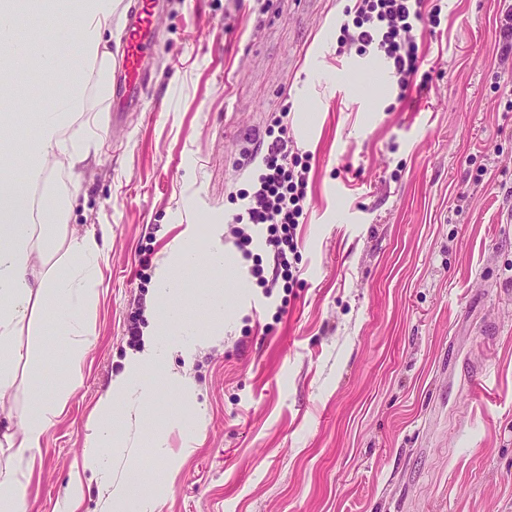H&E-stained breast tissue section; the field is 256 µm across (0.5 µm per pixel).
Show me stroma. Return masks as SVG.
Masks as SVG:
<instances>
[{
  "label": "stroma",
  "instance_id": "stroma-1",
  "mask_svg": "<svg viewBox=\"0 0 512 512\" xmlns=\"http://www.w3.org/2000/svg\"><path fill=\"white\" fill-rule=\"evenodd\" d=\"M350 0H164L150 82L120 122L87 86L101 136L81 175L72 230L112 227L91 313L97 340L80 387L50 430L27 512H57L82 477L100 398L149 324L152 276L187 225L210 227L243 202L244 142L261 149L271 119L310 154L306 220L293 288L248 269L220 336L200 338L186 378L138 415L201 420L200 438L165 430L168 457L137 458L155 512H512V59L500 62L512 0H425L440 24L416 32L426 83L349 67L336 53ZM65 70L19 68L14 140L89 63L62 45ZM1 412L56 390L67 343L37 315L16 340Z\"/></svg>",
  "mask_w": 512,
  "mask_h": 512
}]
</instances>
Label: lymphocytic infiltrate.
Returning <instances> with one entry per match:
<instances>
[{
	"label": "lymphocytic infiltrate",
	"instance_id": "obj_1",
	"mask_svg": "<svg viewBox=\"0 0 512 512\" xmlns=\"http://www.w3.org/2000/svg\"><path fill=\"white\" fill-rule=\"evenodd\" d=\"M422 4L423 0H355L344 10L340 47L356 44L376 50L389 64L400 90H410L419 69L414 31L425 21ZM286 133V125H279L277 136L261 151L253 188L243 193L244 208L232 221L235 244L246 259L253 238L245 225H265L266 243L273 249V268L268 272L290 280L294 271L289 256L298 249L297 228L306 216L310 166L289 147ZM268 272L258 264L250 269L259 279Z\"/></svg>",
	"mask_w": 512,
	"mask_h": 512
}]
</instances>
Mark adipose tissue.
I'll return each mask as SVG.
<instances>
[{"label": "adipose tissue", "instance_id": "ef3b65f1", "mask_svg": "<svg viewBox=\"0 0 512 512\" xmlns=\"http://www.w3.org/2000/svg\"><path fill=\"white\" fill-rule=\"evenodd\" d=\"M117 0H42L45 10L65 8L78 21L77 30L61 25V34L76 32L81 55L96 71L99 89H107L112 73V52L108 33ZM20 0H0V48L7 62L0 66V98L11 88L16 67L31 65L58 70L64 60L55 43H45L32 52L28 40L15 27ZM86 110L84 81H75L54 104L36 114L30 130L35 147L26 154L22 179L32 188L45 186L50 165L70 174V186L51 197L36 224L28 223L33 209L27 196L13 187L11 162L16 145L9 136L13 115L0 113V402L9 398L16 385V368L23 357L15 339L24 322L35 312L48 314L58 336L69 344L73 370L61 380L54 395L41 396L23 410L9 413L11 428L7 442L16 448L0 463V512H25L29 476L43 442L68 397L81 384L76 370L87 348L96 339L87 312L93 305L101 275L103 255L99 243L111 239L112 227L101 224L82 235H62L66 271L47 272L48 256L40 245L42 227L63 224L70 214L80 186V171L98 152L94 123L82 120ZM222 225H213L210 247L199 254L192 246L193 231L185 229L183 240L154 270L155 314L140 350L126 362L123 372L113 378L107 394L98 404V421L87 439L83 464L98 479L103 491V512H154V498L140 487L138 472L130 465L118 469L120 460H133L130 414L153 402L159 387L183 385L181 374L168 370L172 354L191 358L199 337L215 336L224 329V275L238 261L224 248ZM207 270L192 294H184L180 277ZM212 312L210 325L197 323L193 310Z\"/></svg>", "mask_w": 512, "mask_h": 512}]
</instances>
